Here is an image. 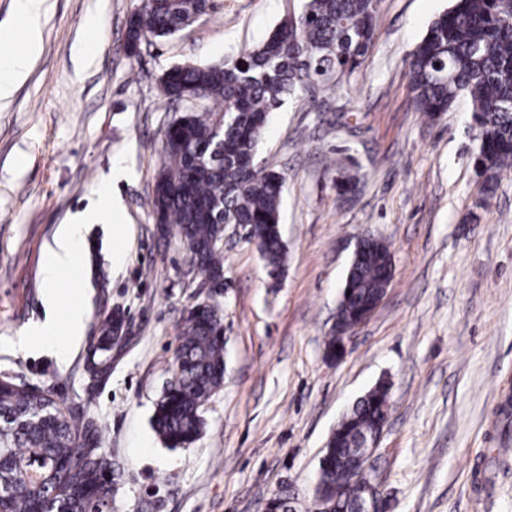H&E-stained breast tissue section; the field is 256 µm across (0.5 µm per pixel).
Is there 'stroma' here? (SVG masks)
<instances>
[{
	"instance_id": "1",
	"label": "stroma",
	"mask_w": 512,
	"mask_h": 512,
	"mask_svg": "<svg viewBox=\"0 0 512 512\" xmlns=\"http://www.w3.org/2000/svg\"><path fill=\"white\" fill-rule=\"evenodd\" d=\"M49 3L42 52L0 103V376L96 419L120 481L106 512H266L289 487L310 505L332 430L382 379L390 410L373 467L386 512H512V169L485 198L469 100L428 120L407 77L410 54L451 0H378L360 69L271 112L255 161L285 179L287 266L272 281L246 229H230L224 385L186 448L167 447L151 426L182 318L207 295L179 239L158 233L153 217L169 115L158 80L174 65L251 49L304 0H216L137 55L125 35L138 0ZM117 159L130 171L111 187L124 223L87 225L75 267L58 279L61 301L47 310L41 267L56 229L97 201ZM340 165L358 176L355 194H338ZM368 235L387 243L393 278L330 359L344 275ZM80 304L79 343L62 336L47 349L32 335ZM116 311L127 339L110 375L89 386V340Z\"/></svg>"
}]
</instances>
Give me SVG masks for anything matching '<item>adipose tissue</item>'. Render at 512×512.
Wrapping results in <instances>:
<instances>
[{"mask_svg":"<svg viewBox=\"0 0 512 512\" xmlns=\"http://www.w3.org/2000/svg\"><path fill=\"white\" fill-rule=\"evenodd\" d=\"M48 0H15V13L23 19V30L0 27V40L14 45L13 52L0 57V101L12 97L18 86L26 79L33 61L38 57L42 45L40 19L47 8ZM83 217L72 223L60 225L54 244L42 268L46 285L44 300L47 305H58L60 296L55 289L60 271L73 262L81 244Z\"/></svg>","mask_w":512,"mask_h":512,"instance_id":"obj_1","label":"adipose tissue"}]
</instances>
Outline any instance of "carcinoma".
<instances>
[{"mask_svg": "<svg viewBox=\"0 0 512 512\" xmlns=\"http://www.w3.org/2000/svg\"><path fill=\"white\" fill-rule=\"evenodd\" d=\"M377 0H307L269 37L218 64H183L159 80L171 105L205 101L169 120L152 209L171 224L190 263L206 277L224 275L218 252L224 225L243 224L256 240L269 273L284 268L280 229L283 176L258 169L254 159L268 116L287 96L350 78L375 38ZM212 9L210 0H145L127 20L132 51L175 35ZM408 75L415 110L430 119L448 111L465 92L472 102L478 151L474 166L486 194L496 192L501 171L512 167V0H455L435 17L411 53ZM357 178L342 169L340 194ZM387 245L367 239L346 275L336 331L325 353L334 357L343 330L384 288ZM123 316L109 318L89 345L87 373L102 379ZM177 375L156 402L153 427L170 448L193 444L203 433L201 407L224 383V314L219 304L194 306L174 354ZM390 385L378 382L341 418L323 448L321 491L313 512H351L359 486L351 482L361 462L355 438L386 419ZM116 492L112 459L96 423L38 386L0 377V512H102Z\"/></svg>", "mask_w": 512, "mask_h": 512, "instance_id": "1", "label": "carcinoma"}]
</instances>
